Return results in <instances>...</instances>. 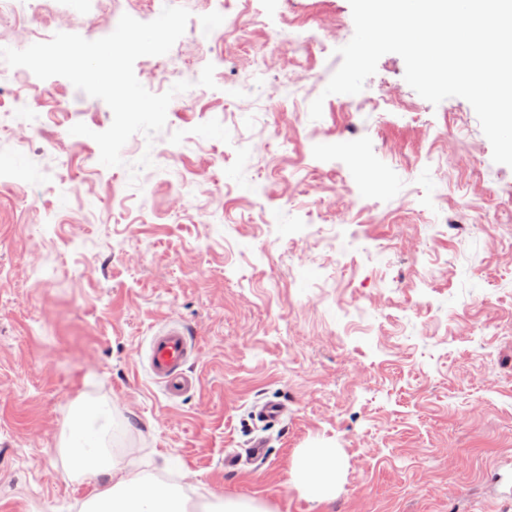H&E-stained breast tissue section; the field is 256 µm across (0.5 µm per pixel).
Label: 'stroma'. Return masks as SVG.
<instances>
[{"label": "stroma", "mask_w": 512, "mask_h": 512, "mask_svg": "<svg viewBox=\"0 0 512 512\" xmlns=\"http://www.w3.org/2000/svg\"><path fill=\"white\" fill-rule=\"evenodd\" d=\"M188 9L134 73L154 94L191 87L122 166L70 133L110 127L101 99L61 76L22 104L0 90V169L27 140L24 179H0V512H78L105 487L63 474L81 399L108 406L112 447L170 460L160 479L195 503L512 512V167L469 102L429 103L394 53L311 119L354 34L349 0ZM210 17L245 27L197 44ZM169 325L192 337L199 381L173 400L144 369ZM269 401L284 412L264 423ZM258 439L267 455L247 461ZM306 448L336 451L327 493L294 481Z\"/></svg>", "instance_id": "35a3bbf8"}]
</instances>
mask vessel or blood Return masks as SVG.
<instances>
[{"label": "vessel or blood", "instance_id": "1", "mask_svg": "<svg viewBox=\"0 0 512 512\" xmlns=\"http://www.w3.org/2000/svg\"><path fill=\"white\" fill-rule=\"evenodd\" d=\"M192 352V340L181 328L172 326L155 333L150 340L149 370L166 393L180 397L197 384L185 365Z\"/></svg>", "mask_w": 512, "mask_h": 512}]
</instances>
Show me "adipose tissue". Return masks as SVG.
Returning <instances> with one entry per match:
<instances>
[{
  "instance_id": "adipose-tissue-1",
  "label": "adipose tissue",
  "mask_w": 512,
  "mask_h": 512,
  "mask_svg": "<svg viewBox=\"0 0 512 512\" xmlns=\"http://www.w3.org/2000/svg\"><path fill=\"white\" fill-rule=\"evenodd\" d=\"M103 408L85 404L76 410L59 453L67 478L106 477L105 493L86 501L81 512H188L181 486L161 483L151 471L114 454L105 441ZM339 472L336 451L310 448L296 471L298 484L318 487L332 483Z\"/></svg>"
}]
</instances>
